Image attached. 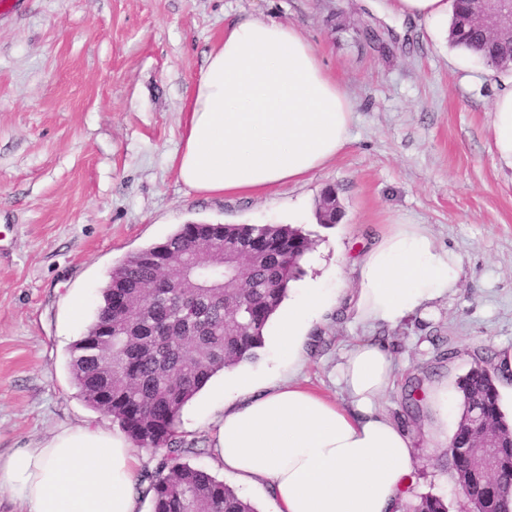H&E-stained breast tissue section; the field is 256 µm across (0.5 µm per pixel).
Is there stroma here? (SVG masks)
I'll return each mask as SVG.
<instances>
[{"mask_svg": "<svg viewBox=\"0 0 512 512\" xmlns=\"http://www.w3.org/2000/svg\"><path fill=\"white\" fill-rule=\"evenodd\" d=\"M242 18L295 26L352 93L350 140L303 182L206 197L173 156L205 54ZM512 70L486 67L423 21H389L375 0H0V451L85 422L111 429L68 368L112 269L189 223L291 224L313 240L301 283L338 290L306 340L298 375L332 399L359 337L386 343L395 381L383 410L414 448L406 506L462 496L435 410L408 413L405 389L457 383L476 356L512 350V170L494 147L492 105ZM340 219L319 223L326 188ZM393 224H425L461 258L457 291L395 326L354 319V259ZM80 311H73L74 301ZM220 401L203 390L178 439L212 467Z\"/></svg>", "mask_w": 512, "mask_h": 512, "instance_id": "1", "label": "stroma"}]
</instances>
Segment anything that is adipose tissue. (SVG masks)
<instances>
[{
    "mask_svg": "<svg viewBox=\"0 0 512 512\" xmlns=\"http://www.w3.org/2000/svg\"><path fill=\"white\" fill-rule=\"evenodd\" d=\"M388 11L436 25L448 18V0H391ZM353 113L350 92L296 27L261 18L230 24L189 97L179 179L223 196L301 182L345 148ZM492 126L499 161L512 169V91L496 100ZM356 271V320L396 325L455 291L461 260L426 225L397 224ZM327 310L326 291L314 283L278 308L271 341L289 363L303 361L307 334ZM335 373L342 403L292 379L259 384L238 374L214 419V463L261 488L270 512H401L413 441L380 405L393 357L361 338ZM140 467L122 430L88 423L0 452V495L24 512H143L152 492Z\"/></svg>",
    "mask_w": 512,
    "mask_h": 512,
    "instance_id": "obj_1",
    "label": "adipose tissue"
}]
</instances>
